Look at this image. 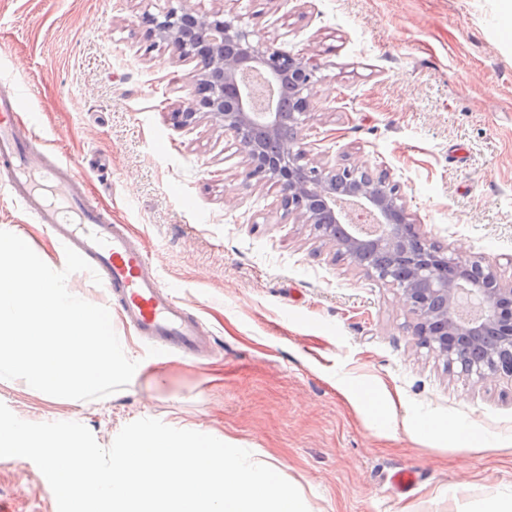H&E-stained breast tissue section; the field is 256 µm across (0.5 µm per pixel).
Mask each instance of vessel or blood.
Here are the masks:
<instances>
[{"label":"vessel or blood","mask_w":512,"mask_h":512,"mask_svg":"<svg viewBox=\"0 0 512 512\" xmlns=\"http://www.w3.org/2000/svg\"><path fill=\"white\" fill-rule=\"evenodd\" d=\"M18 108L17 97H0V166L14 201L100 274L138 337L183 356H205L210 339L198 318L150 270L147 253L127 227L87 205L84 176L53 161L30 164L32 146L15 118Z\"/></svg>","instance_id":"vessel-or-blood-1"}]
</instances>
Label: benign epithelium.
<instances>
[{
	"instance_id": "1",
	"label": "benign epithelium",
	"mask_w": 512,
	"mask_h": 512,
	"mask_svg": "<svg viewBox=\"0 0 512 512\" xmlns=\"http://www.w3.org/2000/svg\"><path fill=\"white\" fill-rule=\"evenodd\" d=\"M171 58L193 61L188 93L173 116L208 119L234 135L247 158L246 179L270 180L282 205L358 268L398 287L415 336L448 371L480 380L512 378V280L480 256H446L420 232L398 189L360 168L306 162L300 117L310 110L315 68L251 33L220 11L171 9L152 19Z\"/></svg>"
}]
</instances>
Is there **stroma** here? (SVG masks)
<instances>
[{
	"mask_svg": "<svg viewBox=\"0 0 512 512\" xmlns=\"http://www.w3.org/2000/svg\"><path fill=\"white\" fill-rule=\"evenodd\" d=\"M225 19L316 58L301 135L314 162L387 173L422 231L512 279V37L498 0H0V93L18 96L51 158L148 254L212 338L204 363L112 324L141 372L98 400L0 384L28 422L77 421L104 447L141 418L223 434L276 464L309 512H480L512 499V380L449 374L420 347L399 288L368 276L244 179L245 154L208 120L171 114L194 68L154 45L146 16ZM56 268L60 244L0 192V225ZM374 388V421L353 394ZM461 421V447L414 424ZM410 469L417 488L389 477ZM0 505L57 512L37 466L0 458Z\"/></svg>",
	"mask_w": 512,
	"mask_h": 512,
	"instance_id": "1",
	"label": "stroma"
}]
</instances>
